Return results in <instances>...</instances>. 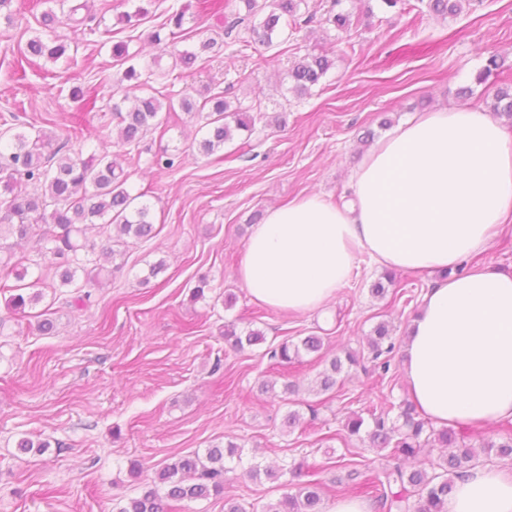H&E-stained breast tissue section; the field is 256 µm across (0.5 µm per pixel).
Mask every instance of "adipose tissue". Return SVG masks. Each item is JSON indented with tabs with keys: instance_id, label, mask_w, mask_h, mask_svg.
I'll return each instance as SVG.
<instances>
[{
	"instance_id": "ef3b65f1",
	"label": "adipose tissue",
	"mask_w": 512,
	"mask_h": 512,
	"mask_svg": "<svg viewBox=\"0 0 512 512\" xmlns=\"http://www.w3.org/2000/svg\"><path fill=\"white\" fill-rule=\"evenodd\" d=\"M346 188L343 205L306 195L269 210L238 269L251 300L319 310L361 252L389 269L433 274L403 351L411 399L441 427L512 418V273L452 272L512 217V134L480 109L420 112L368 150ZM447 512H512V473L466 471Z\"/></svg>"
}]
</instances>
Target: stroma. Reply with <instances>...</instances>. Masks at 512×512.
<instances>
[{"label": "stroma", "instance_id": "35a3bbf8", "mask_svg": "<svg viewBox=\"0 0 512 512\" xmlns=\"http://www.w3.org/2000/svg\"><path fill=\"white\" fill-rule=\"evenodd\" d=\"M109 2V11L91 9V21L68 33L65 58L38 59L20 80L14 64L43 8L14 0L15 22L0 24V118L18 128L35 125L60 142L80 121L90 133L85 154L101 152L104 136L117 133L112 43L128 42L136 65L166 68L172 49L193 51L211 39L203 63L178 69L166 92L177 99L198 98L207 87L223 92L231 105L255 107L254 126L209 157L193 148L195 126L181 111L143 140L127 188L149 204L155 235L129 241L124 268L90 285L86 308L57 305L55 332H37L34 319L12 315L0 297V512H113L114 498L142 490L129 474L132 462L151 473L173 456L230 441L276 467L305 461L335 501L348 490L346 464L374 473L386 464L383 452L339 431L353 411L397 412L408 397L401 360L384 376L343 372L334 392L315 394L318 358L277 366L264 346L231 349L224 326L261 330L271 343L315 333L327 355H364L375 325L386 321L400 349L432 278L395 271L403 300L377 298L370 288L383 270L363 254L322 310L282 313L253 302L240 282L244 245L271 208L310 194L339 202L364 156L366 134L383 138L411 112L481 108L495 88L511 87L512 0H473L446 20L381 0H343L355 18L346 33L322 23L331 0H307L315 22L289 30L272 47L252 41L238 24L242 0H226L223 13L208 15L197 0ZM172 7L184 9L188 39L172 37ZM142 8L147 16H139ZM128 14L133 22H125ZM492 51L503 64L477 82ZM308 53L334 65L298 98L287 74ZM92 84L101 90L95 109L71 100L72 87ZM276 116L283 126H274ZM161 157L174 158L173 168L157 167ZM160 261L165 270L149 277ZM202 276L209 282L204 296L191 300ZM230 293L236 301L228 307ZM264 380L299 385L294 429L284 425L288 405L260 392ZM23 437L46 443L45 452L19 453ZM283 491L278 482L230 474L223 496L177 503L171 512H224L228 496L263 505Z\"/></svg>", "mask_w": 512, "mask_h": 512}]
</instances>
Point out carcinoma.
Listing matches in <instances>:
<instances>
[{"instance_id":"1","label":"carcinoma","mask_w":512,"mask_h":512,"mask_svg":"<svg viewBox=\"0 0 512 512\" xmlns=\"http://www.w3.org/2000/svg\"><path fill=\"white\" fill-rule=\"evenodd\" d=\"M243 2L247 16L259 18V21L251 22V34L268 47L273 46L274 38L288 27L312 19L311 15L301 13L307 0ZM421 2L425 3L428 12L445 19L458 17L470 7L472 0ZM340 4L341 0H333V8L327 11L323 23L345 32L353 25L352 14L339 8ZM87 10L88 0H73L60 17L52 10L44 11L40 20L42 31L28 40L25 59L59 60L66 48L63 38L56 32V25L79 26L84 21L79 12ZM112 57L117 64L126 65L117 79V88L127 96L133 95V104L126 110L118 102L112 105L117 119L116 146L126 148V154H131L149 131L161 127L167 113L177 107L195 121L196 133L201 135L197 149L205 156L224 151V144L233 139L234 131L250 130L254 117L239 107L230 109L220 94L208 95L200 102L188 97L176 102L171 97L161 100L151 94L135 95L137 91H150L156 85L168 83L172 70L191 67L198 59L197 53L173 50V65L169 70L158 64L142 71L136 69L128 64L131 55L124 43L112 46ZM332 65L328 57L315 54H307L294 62L288 71L291 92L299 97L308 94L319 85ZM72 97L92 110L98 91L94 87H75ZM487 107L494 114L512 120V90L496 89ZM54 142L51 133L33 128L12 133L0 145V253H5L0 256V269L4 271L0 292L9 293L5 299L7 309L36 319V330L42 334L54 329L53 304L35 311L45 298L44 289L51 288L63 296L64 289L72 288L74 296L64 299L63 304L87 306L91 294H81L77 290L78 273L85 274L86 282L92 283L102 275L111 276L124 266L123 252L113 248L112 233H117L119 238L138 241L152 238L154 232L150 207L136 203L137 197L126 188L128 174L120 162L122 154L117 153L111 159L106 155H93L86 160L81 157V152L68 149L64 144L56 146ZM38 224L49 226L43 233L45 246L40 248L43 261L16 257L7 240L26 239ZM92 228L98 229L101 236L98 243L86 236L87 230ZM265 341L260 330L239 333L232 324L224 326V342L236 350ZM323 346L322 337L308 335L297 343L285 341L269 354L279 360V364L286 365L304 355L320 354ZM368 347L376 359L385 352H392L394 342L387 324L381 322L375 327L368 338ZM322 362L325 368L318 373L312 386L317 393L334 390L336 375L346 365H359L360 359L348 353L343 358H324ZM344 430L350 436H364L371 448L390 449L388 464L381 473L369 474L356 467L347 473L349 488L358 494L374 495L386 512H447L454 478L480 463V452L463 446L456 448L431 473L408 468L409 461L430 444L438 443L444 448L457 444L454 430L434 429L410 400L399 405L395 421L384 411L371 414L368 422L353 413ZM238 469L243 477L253 482L264 478L276 481L289 474V490L260 508L253 503L226 498L224 512H322V483L310 478V467L305 462L279 470L263 467L254 455L244 459L243 448L232 441L222 447L208 448L203 454L194 452L166 463L157 470L151 485L138 495L115 503L114 512H167L172 502L220 496L224 493L225 475Z\"/></svg>"}]
</instances>
